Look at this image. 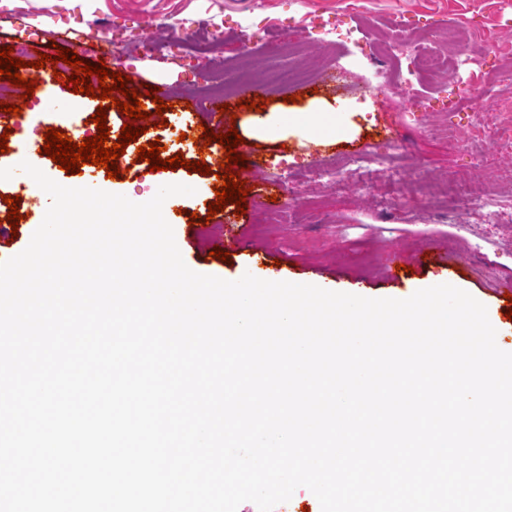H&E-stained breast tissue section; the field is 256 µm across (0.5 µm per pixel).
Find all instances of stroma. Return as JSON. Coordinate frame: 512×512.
<instances>
[{
    "label": "stroma",
    "mask_w": 512,
    "mask_h": 512,
    "mask_svg": "<svg viewBox=\"0 0 512 512\" xmlns=\"http://www.w3.org/2000/svg\"><path fill=\"white\" fill-rule=\"evenodd\" d=\"M354 2V8L345 9L340 0H0V48L34 39L45 42L50 33L59 32L66 43L78 44L79 56L91 62L105 39L115 55L110 71L128 76L130 87L152 88L164 102L188 105L183 112H164L167 126L148 129L137 144L126 146L117 178H107L105 168L91 164L72 175L51 158L28 151L26 144L42 141L50 127L76 142L96 134L91 117L99 99L49 86L39 97L25 99L10 91L9 80L0 78V102L22 108L18 116L0 112V132L9 133V150L0 154V164L15 166L26 160L63 186L108 192L117 185L145 200L164 184L195 187V195L177 198L168 222L186 265L201 274L236 280L248 272L289 282L332 277L337 291L397 299L439 280L467 291L487 307L490 321L505 324L507 304L498 283L512 278V221L488 219L480 201L488 191L512 189V154L489 150L497 128L479 122L470 109L448 111L453 86L434 89L427 78L411 75L409 61H402L401 71L410 74L417 95L426 103L409 118L384 80L369 72L328 83L311 81L296 102L290 99L291 89L266 90L263 105L268 112H306L320 104L332 105L338 115L336 137L292 135L283 142L237 145L245 160L235 170L253 187L246 207L229 204L216 215L208 213L222 169L212 165L210 154L199 153L194 139L202 133L213 91L227 85L229 76L244 64H288V57L268 48V41L285 45L304 40L307 56L325 65L329 50L349 58L358 46L383 45L388 26L396 19L425 31L471 27L490 52L461 62V81L484 88L489 105L512 102V87L498 86L490 71L495 64L512 61V0ZM151 34L165 37V45L151 53L140 51L141 41ZM70 102L77 104V111H66ZM452 126L472 131L474 147L482 154L480 166H473L471 155L449 138ZM153 140L166 145L167 156L180 153L211 164L210 174L182 167L151 170L148 162L137 161L136 148ZM388 140L403 143L405 150L391 162L373 164L370 194L323 177L330 163ZM256 160L263 164L262 173L252 167ZM392 165L397 166L398 177L419 185L431 177L469 179L466 212L447 222L435 219V199L429 193L402 206L378 209V198L395 187L387 178ZM270 175L279 178L280 201L273 207L264 183ZM33 185L21 172L0 181V195L23 193L19 211L25 216L16 237L0 234V260L23 251L43 220L47 202ZM194 214L199 224H190ZM230 231L239 233L242 244L226 263L212 252ZM443 247L454 254L447 268L414 266L415 256ZM395 261L405 270L399 280L391 281L386 269Z\"/></svg>",
    "instance_id": "obj_1"
}]
</instances>
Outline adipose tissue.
Instances as JSON below:
<instances>
[{"label": "adipose tissue", "mask_w": 512, "mask_h": 512, "mask_svg": "<svg viewBox=\"0 0 512 512\" xmlns=\"http://www.w3.org/2000/svg\"><path fill=\"white\" fill-rule=\"evenodd\" d=\"M308 136H329L336 132L332 112H269L252 116L242 128L244 137L279 139L291 132Z\"/></svg>", "instance_id": "ef3b65f1"}]
</instances>
